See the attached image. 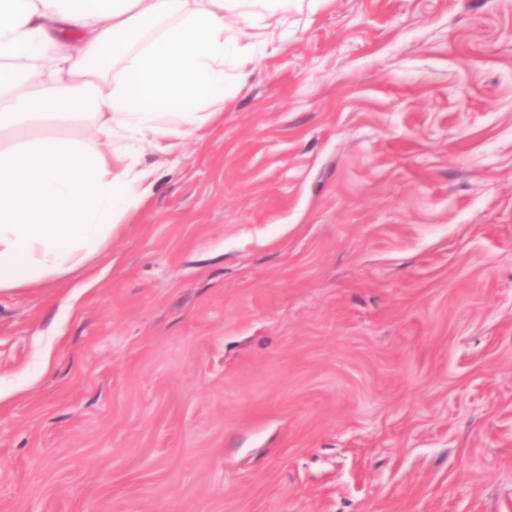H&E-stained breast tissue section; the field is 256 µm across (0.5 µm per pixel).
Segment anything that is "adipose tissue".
<instances>
[{
    "label": "adipose tissue",
    "instance_id": "adipose-tissue-1",
    "mask_svg": "<svg viewBox=\"0 0 512 512\" xmlns=\"http://www.w3.org/2000/svg\"><path fill=\"white\" fill-rule=\"evenodd\" d=\"M288 0H0V293L100 255L153 194L133 151L162 153L223 104L240 35L224 15ZM92 122L98 147L58 133Z\"/></svg>",
    "mask_w": 512,
    "mask_h": 512
}]
</instances>
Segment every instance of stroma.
<instances>
[{
  "label": "stroma",
  "mask_w": 512,
  "mask_h": 512,
  "mask_svg": "<svg viewBox=\"0 0 512 512\" xmlns=\"http://www.w3.org/2000/svg\"><path fill=\"white\" fill-rule=\"evenodd\" d=\"M103 255L0 293V512H512V0H293Z\"/></svg>",
  "instance_id": "obj_1"
}]
</instances>
